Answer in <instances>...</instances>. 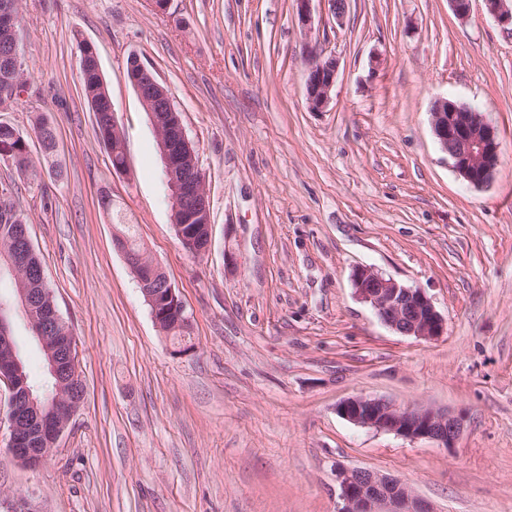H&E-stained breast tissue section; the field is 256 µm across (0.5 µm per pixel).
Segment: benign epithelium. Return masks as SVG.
Segmentation results:
<instances>
[{
  "instance_id": "obj_1",
  "label": "benign epithelium",
  "mask_w": 512,
  "mask_h": 512,
  "mask_svg": "<svg viewBox=\"0 0 512 512\" xmlns=\"http://www.w3.org/2000/svg\"><path fill=\"white\" fill-rule=\"evenodd\" d=\"M294 2L295 18L304 32L308 57L306 99L312 110L319 111L330 100L339 64L336 58L324 55L312 39L314 0ZM483 2L487 13L498 23L512 26V0ZM15 8L16 4L10 0L0 3V27L8 32V41L0 51V63L7 68L23 65ZM129 80L156 131L176 237L181 247L190 248L188 254L200 258L210 249L211 235L199 236L197 226L190 225V220L194 212H210V200L200 166L187 165L196 155L195 147L169 89L135 56L129 58ZM90 110L95 114L96 124H101L103 113L114 115L112 98L103 94L90 105ZM431 116L434 136L458 176L473 187L487 185L500 163V143L495 129L476 109L447 98L434 101ZM137 283L157 328H162V318L170 314L182 332L191 330L190 317L170 280H165L163 288H147L140 278ZM352 283L357 297L374 309L381 322L398 333L424 340L445 333L444 318L423 289L406 287L366 266L355 271ZM34 340L47 360L50 376L57 380L53 395L43 394L38 387L28 384L14 336L8 330L0 331V349L10 351L0 358V381L7 383L10 392L9 453L29 467H36L52 456L68 428L67 424L48 417L43 407L58 404L75 410L83 403L86 392L76 366L73 333L58 335L48 329L35 335ZM337 413L361 427L409 440H432L445 448L452 447L461 431L460 420L448 412L402 407L383 398L363 395L341 401ZM336 483L343 501L340 512H432L405 484L387 475L340 467L336 470Z\"/></svg>"
}]
</instances>
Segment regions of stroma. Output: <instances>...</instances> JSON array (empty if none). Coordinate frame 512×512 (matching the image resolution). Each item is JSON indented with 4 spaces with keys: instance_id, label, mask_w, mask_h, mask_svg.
Returning <instances> with one entry per match:
<instances>
[{
    "instance_id": "1",
    "label": "stroma",
    "mask_w": 512,
    "mask_h": 512,
    "mask_svg": "<svg viewBox=\"0 0 512 512\" xmlns=\"http://www.w3.org/2000/svg\"><path fill=\"white\" fill-rule=\"evenodd\" d=\"M294 0H21L28 84L0 118L63 175L0 161L77 340L84 404L28 468L0 428V512H339L340 467L405 483L433 512H512V30L474 0L313 5L339 69L325 109L305 98ZM93 44L125 140L115 171L79 85ZM167 86L210 197L201 258L171 224L156 133L126 74ZM441 97L482 112L501 143L483 188L433 134ZM111 209H104L102 195ZM165 270L191 319L177 352L112 244L117 223ZM371 266L424 289L447 326L424 340L382 323L352 286ZM366 395L450 412L453 447L356 426Z\"/></svg>"
}]
</instances>
